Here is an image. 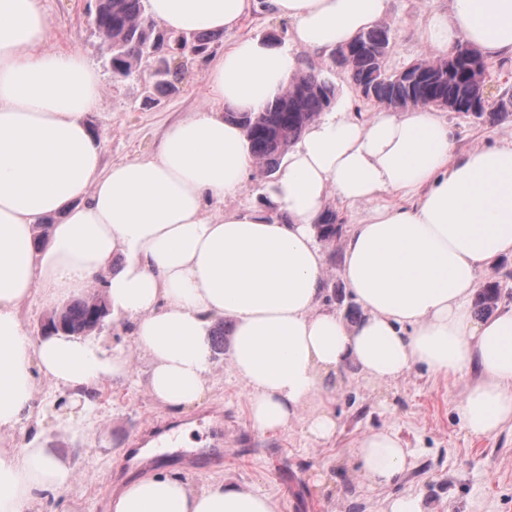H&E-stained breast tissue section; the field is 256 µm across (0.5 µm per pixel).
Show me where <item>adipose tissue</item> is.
<instances>
[{
  "instance_id": "obj_1",
  "label": "adipose tissue",
  "mask_w": 512,
  "mask_h": 512,
  "mask_svg": "<svg viewBox=\"0 0 512 512\" xmlns=\"http://www.w3.org/2000/svg\"><path fill=\"white\" fill-rule=\"evenodd\" d=\"M389 0H149L184 35L230 33L254 13L288 20L292 51L236 41L206 70L207 102L165 130L156 152L106 166L86 116L100 101L79 51L50 48L41 0H0V512H31L75 490L71 467L28 439L34 378L84 400L126 375L125 351L102 338L34 335L19 310L59 305L102 283L112 318L130 322L151 360L149 383L177 411L203 396L216 319L234 325L230 364L262 435L304 419L330 440L331 408L313 406L329 376L354 368L392 381L416 367L478 372L457 407L483 438L512 426V307L476 317L482 269L512 255V142L456 149L453 126L429 107L362 116L343 110L308 125L269 187L274 212L224 208L255 167L247 137L224 119L257 112L324 56L384 19ZM436 50L464 42L512 60V0H449L421 32ZM365 204L348 229L342 276L363 315L318 307L324 255L315 226L329 198ZM50 221L35 248L37 224ZM371 488L390 486L408 451L390 430L353 450ZM108 512H278L274 500L221 481L191 490L159 474L129 480Z\"/></svg>"
}]
</instances>
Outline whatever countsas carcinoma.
<instances>
[{"instance_id": "carcinoma-1", "label": "carcinoma", "mask_w": 512, "mask_h": 512, "mask_svg": "<svg viewBox=\"0 0 512 512\" xmlns=\"http://www.w3.org/2000/svg\"><path fill=\"white\" fill-rule=\"evenodd\" d=\"M94 23L98 34L112 47V73L126 78L140 65L144 55L157 59L159 68L152 77L153 91L163 94L173 90L177 79L170 61L179 42L177 35L158 29L157 22L144 14L142 0H97ZM360 38L380 48V56H358L345 69L356 88H365V96L382 105L412 98L417 103H433L438 99L465 98L474 90L460 75L439 82H416L405 86L382 72V57L387 55L391 39L382 26L373 27ZM336 97L332 80L320 73L316 77L301 75L274 101L257 113H227L225 117L239 123L247 133L250 152L261 163L267 174L274 173L288 147L320 113L328 109ZM343 219L334 210H328L315 225L319 239L327 242L341 235ZM499 299L497 285L487 284L478 293L475 307L478 314L491 312ZM105 311V298L92 296L74 300L63 306L61 313L67 332L81 335L90 325L92 303Z\"/></svg>"}]
</instances>
